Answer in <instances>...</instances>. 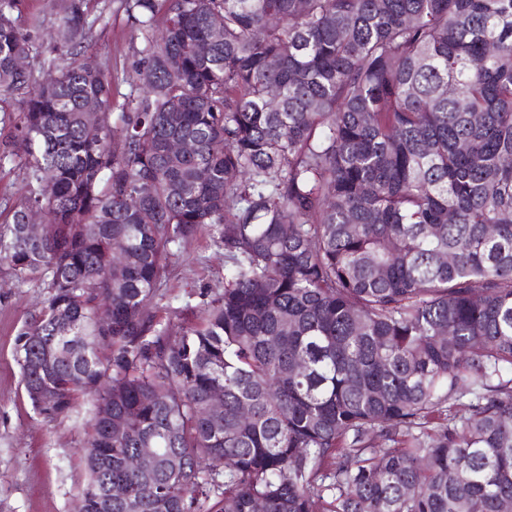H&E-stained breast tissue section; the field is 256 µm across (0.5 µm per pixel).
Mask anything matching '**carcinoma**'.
Segmentation results:
<instances>
[{
	"label": "carcinoma",
	"instance_id": "cac0c4a2",
	"mask_svg": "<svg viewBox=\"0 0 512 512\" xmlns=\"http://www.w3.org/2000/svg\"><path fill=\"white\" fill-rule=\"evenodd\" d=\"M19 3L0 265L47 288L33 410L91 405L84 512H512V0H124L126 93L80 59L96 0H50L40 45ZM204 229L229 274L176 330L152 308ZM22 193L23 183L18 169L12 170L10 165L0 169V222L4 220L9 207Z\"/></svg>",
	"mask_w": 512,
	"mask_h": 512
}]
</instances>
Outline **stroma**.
<instances>
[{
  "label": "stroma",
  "instance_id": "stroma-1",
  "mask_svg": "<svg viewBox=\"0 0 512 512\" xmlns=\"http://www.w3.org/2000/svg\"><path fill=\"white\" fill-rule=\"evenodd\" d=\"M109 22L87 38L86 56L108 62L121 90L137 83L143 46L126 21L122 0H100ZM224 249L209 232L179 251L160 285L158 315L181 311L197 321L204 305L224 290ZM47 296L39 285H15L0 265V512H79L88 473L77 453L82 419L46 422L37 416L24 390L14 357V339L38 314Z\"/></svg>",
  "mask_w": 512,
  "mask_h": 512
}]
</instances>
